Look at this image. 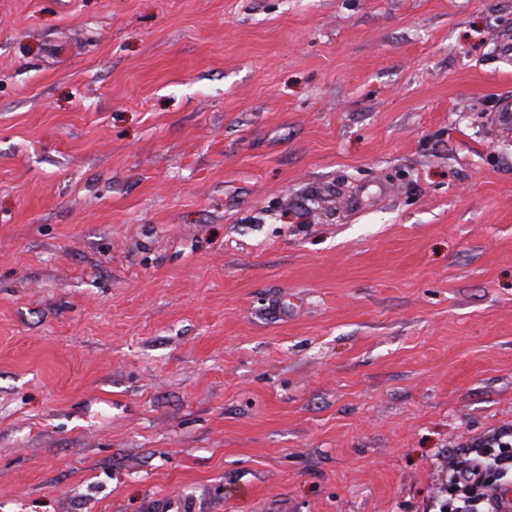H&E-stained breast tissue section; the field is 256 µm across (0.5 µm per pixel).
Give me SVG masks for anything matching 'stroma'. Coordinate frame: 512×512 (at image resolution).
<instances>
[{
    "mask_svg": "<svg viewBox=\"0 0 512 512\" xmlns=\"http://www.w3.org/2000/svg\"><path fill=\"white\" fill-rule=\"evenodd\" d=\"M512 0H0V512H440L512 435ZM196 508L185 499H175L169 495H155L148 499L145 512H194Z\"/></svg>",
    "mask_w": 512,
    "mask_h": 512,
    "instance_id": "obj_1",
    "label": "stroma"
}]
</instances>
